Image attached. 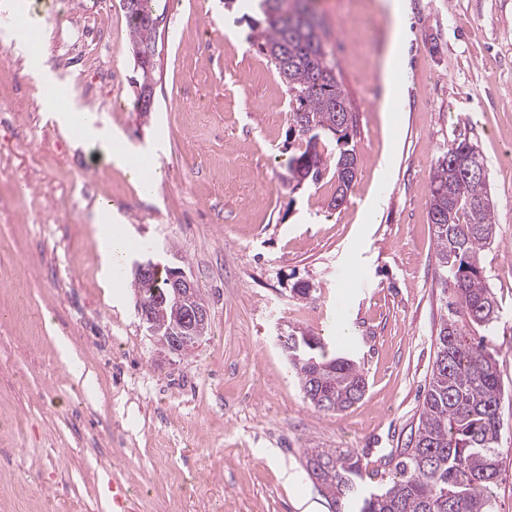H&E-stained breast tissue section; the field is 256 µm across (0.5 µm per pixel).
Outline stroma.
Here are the masks:
<instances>
[{"label": "stroma", "instance_id": "obj_1", "mask_svg": "<svg viewBox=\"0 0 512 512\" xmlns=\"http://www.w3.org/2000/svg\"><path fill=\"white\" fill-rule=\"evenodd\" d=\"M0 0V512H330L306 475L310 448H350L378 487L417 428L434 336L447 315L428 222L429 175L456 143L487 166L497 234L482 255L499 319L503 394L495 512H512V0H408L404 105L380 107L388 19L377 0H313L356 118L357 176L293 188L290 97L249 35V0H154V110L133 107L122 0H24L41 31L35 64ZM98 23L72 65L63 36ZM133 153L163 147L152 191L77 143L41 105L42 75ZM391 164L380 167L386 145ZM374 223L361 219L371 193ZM135 244L165 247L204 295L209 333L188 356L158 354L130 282L104 285L98 212ZM309 284L302 299L295 285ZM345 352L366 378L340 414L317 411L288 367L287 327ZM94 378H70L56 337ZM295 475L288 483L287 475Z\"/></svg>", "mask_w": 512, "mask_h": 512}]
</instances>
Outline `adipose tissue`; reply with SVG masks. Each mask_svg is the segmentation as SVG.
Wrapping results in <instances>:
<instances>
[{"instance_id":"adipose-tissue-1","label":"adipose tissue","mask_w":512,"mask_h":512,"mask_svg":"<svg viewBox=\"0 0 512 512\" xmlns=\"http://www.w3.org/2000/svg\"><path fill=\"white\" fill-rule=\"evenodd\" d=\"M383 8L390 20L385 50L378 63V73L383 86V108L394 111L399 105L400 91L397 76L400 72L401 48L405 38L404 18L408 9L407 0H383ZM46 92L42 105L52 112L57 123L64 128H79V140L87 148L115 167L131 170L128 153L114 143L111 135L98 127L95 113L78 109L74 104L76 93L72 87L57 84L53 78L45 80ZM96 242L101 259L102 273L112 278L122 268L130 250L126 235L112 227V212L102 209L97 218Z\"/></svg>"}]
</instances>
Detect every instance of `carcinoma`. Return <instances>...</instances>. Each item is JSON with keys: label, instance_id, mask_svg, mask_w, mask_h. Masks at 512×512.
<instances>
[{"label": "carcinoma", "instance_id": "carcinoma-1", "mask_svg": "<svg viewBox=\"0 0 512 512\" xmlns=\"http://www.w3.org/2000/svg\"><path fill=\"white\" fill-rule=\"evenodd\" d=\"M263 20L258 47L275 65L287 85L293 132L299 143L288 159L293 180L317 184L325 173L341 177L340 142L344 129L345 94L328 59L321 22L309 0H260ZM131 52L141 79L136 111H152L151 83L157 47L156 17L152 0H130L126 8ZM312 125L320 140L303 135L302 124ZM484 159L467 141L440 156L431 172L427 200L428 221L435 227L436 261L443 294L458 305L469 322L490 332L498 305L481 266L482 252L496 236L494 204L488 179L476 178L463 168L467 158ZM145 276L133 275L131 286L139 296L159 300L152 316L153 336L159 353H172L169 336L174 317L169 302L168 266L145 260ZM436 357L417 430L399 453V478L372 491L366 471L351 449L312 448L302 465L331 512H493L492 488L499 477L498 457L503 424L499 416L502 388L495 353L486 338L469 337L465 325L454 318L440 323L435 336ZM288 365L295 372L305 398L319 411L342 412L362 399L366 380L354 361L332 356L318 336L291 329L284 342Z\"/></svg>", "mask_w": 512, "mask_h": 512}]
</instances>
